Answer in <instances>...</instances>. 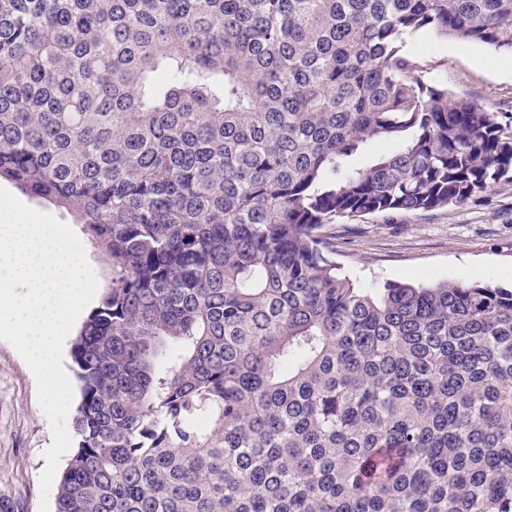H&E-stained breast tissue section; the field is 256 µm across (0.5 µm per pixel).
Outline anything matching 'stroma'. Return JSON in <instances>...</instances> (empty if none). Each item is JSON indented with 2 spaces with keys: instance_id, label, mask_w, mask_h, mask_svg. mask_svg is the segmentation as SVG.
I'll return each mask as SVG.
<instances>
[{
  "instance_id": "obj_1",
  "label": "stroma",
  "mask_w": 512,
  "mask_h": 512,
  "mask_svg": "<svg viewBox=\"0 0 512 512\" xmlns=\"http://www.w3.org/2000/svg\"><path fill=\"white\" fill-rule=\"evenodd\" d=\"M424 57L428 81L496 112L512 134V54L423 30L407 38ZM336 260L365 287L387 281H482L512 285V181L428 213L367 215L326 228ZM50 424L35 378L16 348L0 340V512H39Z\"/></svg>"
}]
</instances>
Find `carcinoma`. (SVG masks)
<instances>
[{"instance_id":"1","label":"carcinoma","mask_w":512,"mask_h":512,"mask_svg":"<svg viewBox=\"0 0 512 512\" xmlns=\"http://www.w3.org/2000/svg\"><path fill=\"white\" fill-rule=\"evenodd\" d=\"M422 29L512 53V0H0V180L111 275L56 512H512V289L360 288L324 233L512 180ZM0 187H3L10 191L14 196H16L20 201H22L27 206L38 211L50 213L56 216L60 221H63L67 224H74V226L78 228L80 233V239L83 242L86 252L88 253L92 261V267L99 281L98 299H100L101 292L108 287L110 281V270L107 264L106 257L103 255L102 251L97 247V245L91 242L88 239V237L83 233L82 225L75 224L74 218L64 209L58 208L57 206L46 200L33 198L7 181H0Z\"/></svg>"}]
</instances>
